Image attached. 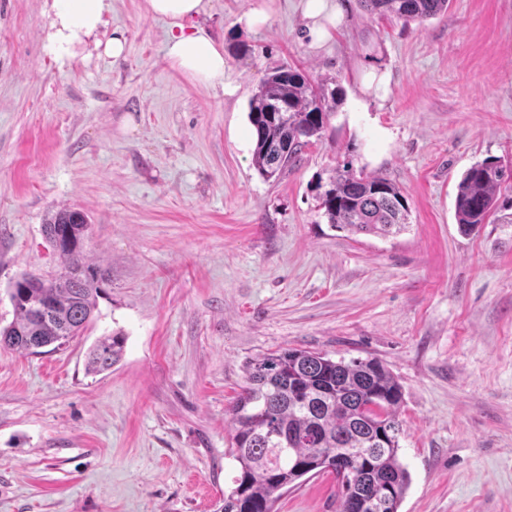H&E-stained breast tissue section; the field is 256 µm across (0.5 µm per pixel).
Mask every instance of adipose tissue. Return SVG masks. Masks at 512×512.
Here are the masks:
<instances>
[{
    "label": "adipose tissue",
    "mask_w": 512,
    "mask_h": 512,
    "mask_svg": "<svg viewBox=\"0 0 512 512\" xmlns=\"http://www.w3.org/2000/svg\"><path fill=\"white\" fill-rule=\"evenodd\" d=\"M152 15L169 21L173 32L165 46V56L182 74L203 83H218L226 95L237 86L224 61V50L203 28L185 30V21L200 15L204 0H147ZM109 0H52L47 51L65 60L75 55L86 38L96 35L103 23Z\"/></svg>",
    "instance_id": "obj_1"
}]
</instances>
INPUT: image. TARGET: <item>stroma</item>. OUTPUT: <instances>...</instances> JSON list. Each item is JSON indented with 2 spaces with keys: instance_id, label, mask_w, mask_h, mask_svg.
Wrapping results in <instances>:
<instances>
[{
  "instance_id": "35a3bbf8",
  "label": "stroma",
  "mask_w": 512,
  "mask_h": 512,
  "mask_svg": "<svg viewBox=\"0 0 512 512\" xmlns=\"http://www.w3.org/2000/svg\"><path fill=\"white\" fill-rule=\"evenodd\" d=\"M312 44L304 0H208L194 18L239 88L165 56L147 0H111L99 41L46 48V0H0V326L21 273L62 261L42 226L84 213L110 282L84 335L43 354L0 348V512H220L238 464L226 410L247 361L287 348L377 358L403 388L400 512H512V210L462 233V174L512 165V0H451L423 24L336 0ZM264 5L256 28L239 16ZM343 96L280 180L252 165L249 100L281 65ZM382 175L409 227L381 238L328 224L338 167ZM121 361L91 376L95 340ZM333 475L302 478L274 512H337ZM124 346L125 336L120 332L98 338L87 354V373L97 375L111 369L119 362Z\"/></svg>"
}]
</instances>
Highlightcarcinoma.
Instances as JSON below:
<instances>
[{"label": "carcinoma", "instance_id": "1", "mask_svg": "<svg viewBox=\"0 0 512 512\" xmlns=\"http://www.w3.org/2000/svg\"><path fill=\"white\" fill-rule=\"evenodd\" d=\"M383 20L422 24L448 10L449 0H359ZM339 92L315 86L302 70L281 67L261 82L249 103L259 174L277 179L312 140L322 138ZM512 172L487 160L462 175L455 197L459 228L468 232L497 209ZM332 227L387 237L406 228L408 203L383 176L336 170L321 196ZM45 240L63 258L56 276L24 273L10 288L14 319L0 327V347L21 354L83 334L93 322L106 269L87 258L86 216L63 209L43 224ZM125 336H102L90 348L86 371L97 375L119 362ZM402 386L376 359L335 360L288 348L247 363L245 380L227 409L232 454L238 463L221 512H274L288 487L305 476L329 473L339 512H399L410 475L399 460Z\"/></svg>", "mask_w": 512, "mask_h": 512}]
</instances>
